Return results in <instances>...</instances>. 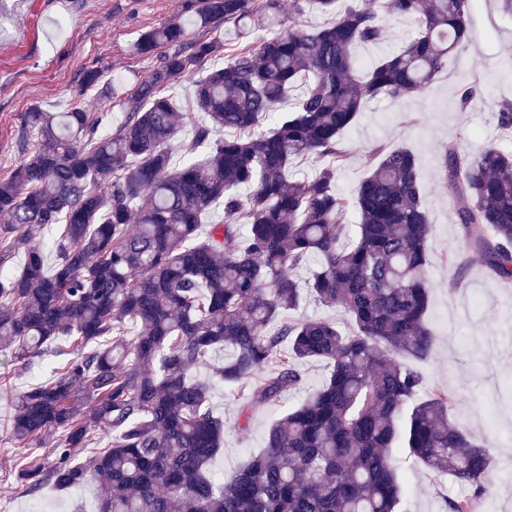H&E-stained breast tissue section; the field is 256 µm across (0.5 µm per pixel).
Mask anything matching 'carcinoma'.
I'll return each mask as SVG.
<instances>
[{
  "label": "carcinoma",
  "mask_w": 512,
  "mask_h": 512,
  "mask_svg": "<svg viewBox=\"0 0 512 512\" xmlns=\"http://www.w3.org/2000/svg\"><path fill=\"white\" fill-rule=\"evenodd\" d=\"M470 2L292 0L295 18L331 21L230 47L207 33L222 22L241 31L257 14L276 23L282 0H199L202 35L186 38L177 16L133 45L159 64L121 100L116 130L79 102L23 113L21 159L0 173V349L23 367L74 357L14 403L6 439L22 493L91 480L97 512H398L396 448L434 481L473 488L448 512H474L494 493L488 443L453 421L451 393L421 395V372L402 361L427 359L435 340L418 157L378 147L353 196L335 185L363 104L425 91L471 42ZM388 13L413 20L415 35L362 68L355 50L384 39ZM184 79L186 108L169 93ZM298 87L292 111L258 132ZM495 118L512 131V100ZM184 128L196 156L176 165L171 141ZM297 162L316 168L296 178ZM443 171L466 251L512 281V153L450 146ZM217 207L222 222L210 221ZM348 213L357 224L339 223ZM308 298L342 306L353 330L284 317ZM309 359L328 366L322 386L234 477H215L224 417L190 370L204 364L240 390L259 377L260 400L275 401L302 385ZM54 436L50 464L34 448ZM104 436L92 462L74 458Z\"/></svg>",
  "instance_id": "cac0c4a2"
}]
</instances>
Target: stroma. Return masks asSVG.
I'll return each mask as SVG.
<instances>
[{"label": "stroma", "mask_w": 512, "mask_h": 512, "mask_svg": "<svg viewBox=\"0 0 512 512\" xmlns=\"http://www.w3.org/2000/svg\"><path fill=\"white\" fill-rule=\"evenodd\" d=\"M190 0H0V171L19 160L14 134L31 106L65 112L82 101L92 112L108 115L117 126L123 112L117 102L128 87L147 79L155 58L132 51L140 35L174 15L191 17ZM471 44L461 48L448 70L421 94L396 101H368L343 139L347 157L336 172V191L352 196L367 174L365 155L373 147L405 146L420 159V180L431 220L428 241L429 320L435 343L419 363L425 388L443 387L456 402L451 417L479 440H489L493 496L479 512H512V282L492 277L476 257H469L460 285H453L450 254L463 250L441 165L448 145L477 153L494 143L512 151V133L498 127L493 101L512 97V16L498 0H475ZM99 69L116 99L107 102L97 89L84 87L85 71ZM478 85L481 99L459 110L456 96L464 85ZM304 384L274 402L257 399V385L239 392L213 390L212 404L229 428L224 448L211 464L232 478L246 460L265 445L271 424L295 406L305 392L319 388L327 373L324 362L301 364ZM48 361L33 359L20 367L0 349V512H94L98 490L89 483L65 491L46 487L38 496L21 493L12 475L17 451L4 439L17 395L29 385L49 379ZM255 407L248 422L240 414L247 401ZM399 474L404 485L400 512H448L446 503L465 497L469 488L447 480L433 484L421 465L405 461Z\"/></svg>", "instance_id": "1"}]
</instances>
